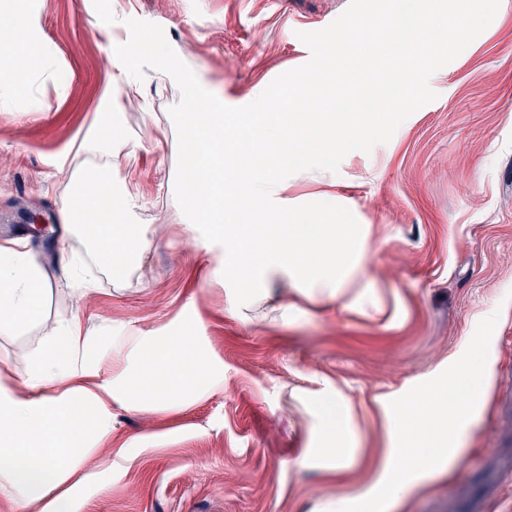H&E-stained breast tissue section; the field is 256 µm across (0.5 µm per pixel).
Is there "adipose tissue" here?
<instances>
[{
	"mask_svg": "<svg viewBox=\"0 0 512 512\" xmlns=\"http://www.w3.org/2000/svg\"><path fill=\"white\" fill-rule=\"evenodd\" d=\"M0 12L10 13L11 28L0 31V89L17 95L30 93V64L43 53L35 32L29 0H0ZM112 95L104 93L102 111L83 138L80 148L86 164L73 179V189L62 207L69 229L88 242L92 252L106 261L120 262L137 251L135 211L120 199L112 180ZM43 273L29 250L0 245V332L23 326L38 308ZM64 345L46 351L38 372L28 379L29 388L43 383L63 384L66 398L80 400L94 412H102L106 395L72 384L73 351L80 336L76 322L60 330ZM194 348L190 341L175 340L163 351L147 352L141 360L142 379L132 385L137 396L151 389L156 373H165L166 395L179 391L195 373ZM59 400L18 398L0 393V479L28 502L41 499L45 488L56 483L77 461L74 452L84 436L77 417L60 414Z\"/></svg>",
	"mask_w": 512,
	"mask_h": 512,
	"instance_id": "1",
	"label": "adipose tissue"
}]
</instances>
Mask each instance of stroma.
I'll return each mask as SVG.
<instances>
[{
  "mask_svg": "<svg viewBox=\"0 0 512 512\" xmlns=\"http://www.w3.org/2000/svg\"><path fill=\"white\" fill-rule=\"evenodd\" d=\"M349 2L32 0L52 67L32 76L44 111L0 106V243L4 226L23 234L47 287L27 324L0 333V384L23 389L70 319L96 364L79 384L112 398L66 478L30 504L1 482L0 512H334L376 492L390 401L429 380L495 310L459 461L386 512H512V0L433 74L436 99L389 142L347 154L337 173L287 178L279 204H338L361 226L369 273L339 296L269 274L262 293L237 306L224 249L175 199L169 109L182 92L150 68L129 77L114 52L129 36L125 19L158 24L205 89L242 106L306 63L299 32L327 27ZM108 82L112 125L128 141L113 152L112 173L135 199L142 234L129 275L101 272L79 288L61 268L91 252L64 233L60 210ZM181 336L192 338L201 375L174 399L131 398L143 348ZM340 426L355 446L341 467Z\"/></svg>",
  "mask_w": 512,
  "mask_h": 512,
  "instance_id": "stroma-1",
  "label": "stroma"
}]
</instances>
